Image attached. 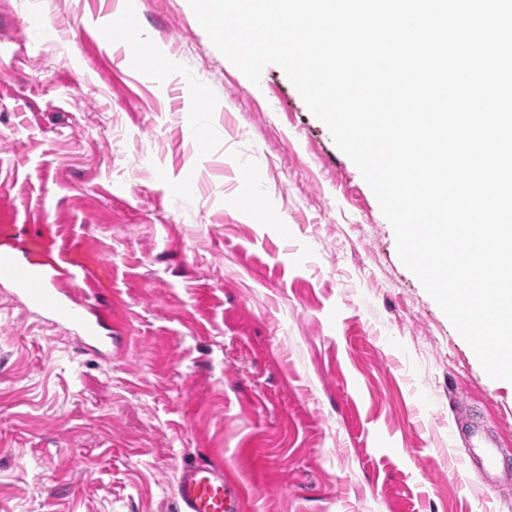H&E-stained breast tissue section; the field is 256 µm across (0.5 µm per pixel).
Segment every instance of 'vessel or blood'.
<instances>
[{
    "mask_svg": "<svg viewBox=\"0 0 512 512\" xmlns=\"http://www.w3.org/2000/svg\"><path fill=\"white\" fill-rule=\"evenodd\" d=\"M0 283L31 315L46 319L73 334L79 345L104 360L112 358L107 327L115 319L111 304L99 302L86 266L66 263L28 270L17 242L0 244ZM469 464L491 473L499 469L500 448L480 430L470 434ZM178 512H245L244 486L223 465L199 460L183 466L176 484Z\"/></svg>",
    "mask_w": 512,
    "mask_h": 512,
    "instance_id": "b4317fda",
    "label": "vessel or blood"
}]
</instances>
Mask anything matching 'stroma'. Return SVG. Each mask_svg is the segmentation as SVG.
I'll return each instance as SVG.
<instances>
[{
  "label": "stroma",
  "mask_w": 512,
  "mask_h": 512,
  "mask_svg": "<svg viewBox=\"0 0 512 512\" xmlns=\"http://www.w3.org/2000/svg\"><path fill=\"white\" fill-rule=\"evenodd\" d=\"M125 2L0 0V214L102 258L119 338L104 361L0 289V512H177L200 458L248 512H512L456 428L512 469V383L327 126L188 0ZM470 442L472 447L467 459L469 466L474 464L486 473L498 471L501 448L495 447L478 429L471 431Z\"/></svg>",
  "instance_id": "obj_1"
}]
</instances>
